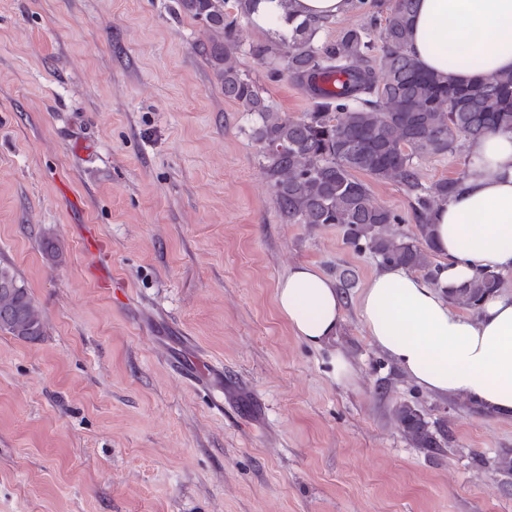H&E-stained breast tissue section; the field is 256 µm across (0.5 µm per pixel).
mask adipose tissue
Returning a JSON list of instances; mask_svg holds the SVG:
<instances>
[{
    "mask_svg": "<svg viewBox=\"0 0 512 512\" xmlns=\"http://www.w3.org/2000/svg\"><path fill=\"white\" fill-rule=\"evenodd\" d=\"M349 0H259L253 18L269 34L288 31V16L329 22ZM408 49L424 70L451 84L512 71V0H417ZM462 187L433 215L436 279L403 266L377 270L358 307L373 345L419 386L473 398L512 417V291L487 295L477 315L449 295L480 271H512V131L468 141ZM280 317L311 347L336 334L342 299L316 267L299 264L275 288Z\"/></svg>",
    "mask_w": 512,
    "mask_h": 512,
    "instance_id": "obj_1",
    "label": "adipose tissue"
}]
</instances>
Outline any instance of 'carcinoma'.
I'll return each instance as SVG.
<instances>
[{
  "instance_id": "cac0c4a2",
  "label": "carcinoma",
  "mask_w": 512,
  "mask_h": 512,
  "mask_svg": "<svg viewBox=\"0 0 512 512\" xmlns=\"http://www.w3.org/2000/svg\"><path fill=\"white\" fill-rule=\"evenodd\" d=\"M257 2L178 0V6L215 35L198 50L224 63L219 69L224 98L254 117L250 137L281 215L290 224H335L346 244L369 252L379 265L433 277L430 217L455 194L463 176L427 185L416 159L453 152L460 138L511 131L512 73L448 86L407 51L416 0H351V11L364 23L344 28L329 43L318 40L322 25L290 17L288 35L250 46L271 75L307 92L310 108L291 117L275 110L236 64L244 27L255 25ZM358 173L405 190L414 232H388L405 218L376 202ZM500 285L499 274L485 272L458 289L451 301L474 309ZM0 331L25 341H38L47 333L29 289L5 266L0 267ZM393 415L413 447H442L447 434L431 429L416 407L400 403Z\"/></svg>"
}]
</instances>
